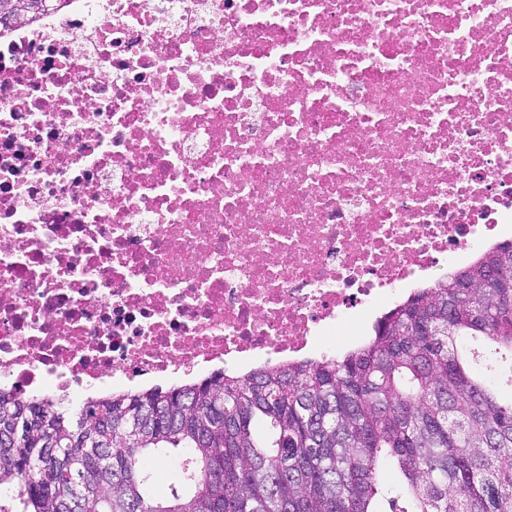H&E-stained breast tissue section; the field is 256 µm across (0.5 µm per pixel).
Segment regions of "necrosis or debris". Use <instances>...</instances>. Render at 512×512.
I'll use <instances>...</instances> for the list:
<instances>
[{
    "label": "necrosis or debris",
    "instance_id": "1",
    "mask_svg": "<svg viewBox=\"0 0 512 512\" xmlns=\"http://www.w3.org/2000/svg\"><path fill=\"white\" fill-rule=\"evenodd\" d=\"M512 238V0H52L0 31V389L297 360Z\"/></svg>",
    "mask_w": 512,
    "mask_h": 512
}]
</instances>
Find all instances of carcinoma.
<instances>
[{
	"label": "carcinoma",
	"instance_id": "1",
	"mask_svg": "<svg viewBox=\"0 0 512 512\" xmlns=\"http://www.w3.org/2000/svg\"><path fill=\"white\" fill-rule=\"evenodd\" d=\"M16 20L44 11L0 0ZM512 241L418 288L330 361L77 412L0 390V489L14 512H512ZM182 448L168 491L153 464Z\"/></svg>",
	"mask_w": 512,
	"mask_h": 512
}]
</instances>
